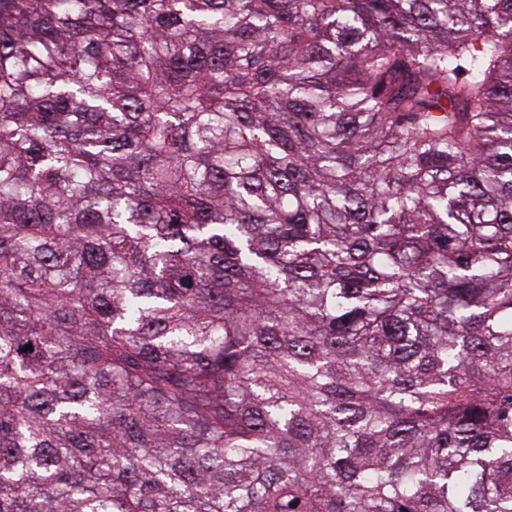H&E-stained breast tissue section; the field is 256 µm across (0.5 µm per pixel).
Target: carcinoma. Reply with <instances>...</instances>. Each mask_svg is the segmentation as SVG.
Here are the masks:
<instances>
[{
  "instance_id": "cac0c4a2",
  "label": "carcinoma",
  "mask_w": 512,
  "mask_h": 512,
  "mask_svg": "<svg viewBox=\"0 0 512 512\" xmlns=\"http://www.w3.org/2000/svg\"><path fill=\"white\" fill-rule=\"evenodd\" d=\"M0 512H512V0H0Z\"/></svg>"
}]
</instances>
